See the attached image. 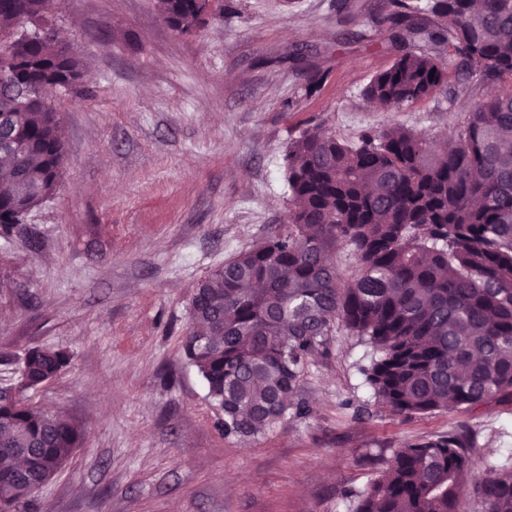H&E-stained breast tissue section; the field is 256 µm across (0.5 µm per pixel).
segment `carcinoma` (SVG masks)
<instances>
[{
    "mask_svg": "<svg viewBox=\"0 0 512 512\" xmlns=\"http://www.w3.org/2000/svg\"><path fill=\"white\" fill-rule=\"evenodd\" d=\"M186 33L207 14L200 0H157ZM48 0H0V237L57 192L63 135L50 100L78 93L80 63L67 36L43 26ZM376 20L400 54L364 90L399 109L448 88L462 107L454 145L397 125L347 144L320 127L288 147V223L195 288L182 351L224 410V434L255 436L288 413L308 359L341 324L373 345L366 370L377 401L426 415L512 401V0H378ZM424 39L444 56L418 53ZM26 180L43 196L17 187ZM358 273L344 279L336 248ZM61 349L31 348L14 396L0 400V512H28L22 484L51 482L80 447V428L26 393L67 365ZM474 490L481 512H512V464L481 467L465 432L393 450L358 495L355 512H458Z\"/></svg>",
    "mask_w": 512,
    "mask_h": 512,
    "instance_id": "carcinoma-1",
    "label": "carcinoma"
}]
</instances>
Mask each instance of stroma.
I'll use <instances>...</instances> for the list:
<instances>
[{
  "mask_svg": "<svg viewBox=\"0 0 512 512\" xmlns=\"http://www.w3.org/2000/svg\"><path fill=\"white\" fill-rule=\"evenodd\" d=\"M376 3L224 0L187 33L155 0L47 14L87 93L53 97L61 187L0 239V387L27 349L68 350L29 399L84 439L31 512H351L393 449L461 430L478 458L512 462V402L392 414L366 382L373 347L341 325L300 378L306 413L248 438L225 435L181 354L197 284L287 223L286 155L304 129L451 136L447 91L397 111L365 99L398 54Z\"/></svg>",
  "mask_w": 512,
  "mask_h": 512,
  "instance_id": "1",
  "label": "stroma"
}]
</instances>
